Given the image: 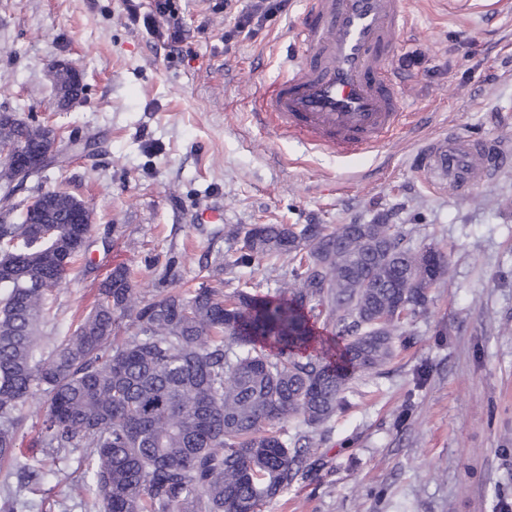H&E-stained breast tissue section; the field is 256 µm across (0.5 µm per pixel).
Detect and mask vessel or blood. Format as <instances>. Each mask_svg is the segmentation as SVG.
Returning a JSON list of instances; mask_svg holds the SVG:
<instances>
[{
  "instance_id": "b4317fda",
  "label": "vessel or blood",
  "mask_w": 512,
  "mask_h": 512,
  "mask_svg": "<svg viewBox=\"0 0 512 512\" xmlns=\"http://www.w3.org/2000/svg\"><path fill=\"white\" fill-rule=\"evenodd\" d=\"M408 20L407 0H309L297 32L303 50L259 99L256 117L308 149L346 156L392 137L408 117L388 75ZM420 161L433 179L469 191L512 161V146L451 135Z\"/></svg>"
}]
</instances>
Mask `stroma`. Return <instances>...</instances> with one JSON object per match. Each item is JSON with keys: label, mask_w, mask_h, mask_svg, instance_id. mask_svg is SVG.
Masks as SVG:
<instances>
[{"label": "stroma", "mask_w": 512, "mask_h": 512, "mask_svg": "<svg viewBox=\"0 0 512 512\" xmlns=\"http://www.w3.org/2000/svg\"><path fill=\"white\" fill-rule=\"evenodd\" d=\"M188 32L131 22L124 0H0V112L91 140L19 190L61 189L94 214L88 247L48 305L74 330L114 268L146 299L190 292L274 293L287 259L239 264L254 224H391L406 245L448 257L407 343L358 374L313 454L261 512H512V167L469 193L431 186L419 153L451 133L512 142V0H409L413 29L390 67L411 128L343 157L300 147L251 118L256 99L301 51L306 0L238 29L256 0H175ZM78 66L85 91L57 106L52 64ZM219 207L220 224L198 222ZM43 397L29 399L14 455L41 467L23 487L0 464V496L24 512H89L68 480L82 452L44 448Z\"/></svg>", "instance_id": "obj_1"}]
</instances>
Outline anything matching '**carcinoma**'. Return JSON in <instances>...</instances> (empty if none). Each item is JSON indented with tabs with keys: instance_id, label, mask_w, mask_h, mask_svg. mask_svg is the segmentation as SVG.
<instances>
[{
	"instance_id": "carcinoma-1",
	"label": "carcinoma",
	"mask_w": 512,
	"mask_h": 512,
	"mask_svg": "<svg viewBox=\"0 0 512 512\" xmlns=\"http://www.w3.org/2000/svg\"><path fill=\"white\" fill-rule=\"evenodd\" d=\"M37 130L0 124L6 138ZM71 201L57 196L48 236L40 212L0 224V461L39 479L13 448L24 405L43 393L41 442L82 449L73 491L94 492L101 512H260L313 452L307 435L288 442L283 424L324 426L352 376L405 343L384 319L428 302L416 251L390 224H320L314 244L292 225L257 224L237 263L288 258L294 283L277 295L226 296L203 282L145 301L118 267L57 339L44 331L48 296L87 232L70 223ZM321 317L334 335L318 331Z\"/></svg>"
}]
</instances>
